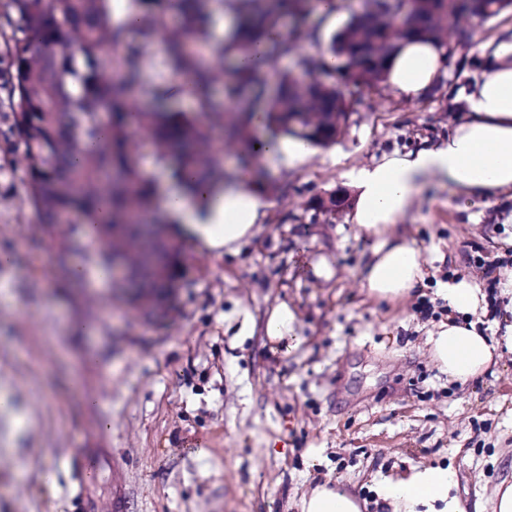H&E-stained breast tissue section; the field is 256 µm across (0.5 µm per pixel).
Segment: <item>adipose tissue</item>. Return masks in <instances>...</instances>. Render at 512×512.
Masks as SVG:
<instances>
[{
  "mask_svg": "<svg viewBox=\"0 0 512 512\" xmlns=\"http://www.w3.org/2000/svg\"><path fill=\"white\" fill-rule=\"evenodd\" d=\"M481 54L485 72L465 96L469 115L446 139L384 155L343 174L356 192L351 222L373 239L360 286L376 300L399 302L425 280L419 249L394 230L422 190L450 186L463 208L481 204L495 193L512 194V39L482 49ZM447 55L445 41L402 38L385 62V84L408 99L420 100L439 81ZM249 127L258 140L260 157L281 155L295 164L310 155L303 142L271 138L262 110L251 112ZM160 197L175 222V233L199 249L226 255L237 254L260 231L269 207L247 172L224 186L187 171L181 185L163 188ZM443 293L453 314L429 334V353L450 380L464 384L496 363L500 345L512 347V326L500 341L478 329L472 316L484 309L485 297L467 280L448 283ZM296 322L295 312L280 303L268 315L264 334L274 348L295 350L302 342ZM456 484L451 468L419 465L405 476L380 481L377 495L392 512H463L454 493ZM300 507L301 512H362L363 504L357 496L325 482L306 492Z\"/></svg>",
  "mask_w": 512,
  "mask_h": 512,
  "instance_id": "adipose-tissue-1",
  "label": "adipose tissue"
}]
</instances>
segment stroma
Returning a JSON list of instances; mask_svg holds the SVG:
<instances>
[{
  "instance_id": "stroma-1",
  "label": "stroma",
  "mask_w": 512,
  "mask_h": 512,
  "mask_svg": "<svg viewBox=\"0 0 512 512\" xmlns=\"http://www.w3.org/2000/svg\"><path fill=\"white\" fill-rule=\"evenodd\" d=\"M339 2L336 17L310 23L308 52L364 10V0ZM462 26L470 40L450 52L433 95L361 90L334 143L295 165L258 160L270 187L260 231L234 256L175 239L174 306L150 322L119 283L68 287L65 269L92 260L64 249L20 181L0 175V192L15 197L0 210V250L15 255L0 266V394L23 408L0 411V512H299L302 495L327 481L382 512L376 482L419 464L451 467L468 512H488L495 485L512 479V350L462 385L431 360L427 338L448 317L442 287L461 277L482 290L500 279L481 317L486 335L512 323V197L463 211L451 189H426L396 226L421 250L426 280L398 303L360 287L372 241L348 212L309 206L343 185L345 170L446 138L464 117L461 93L482 74L478 47L512 37V11ZM282 302L304 339L287 355L261 332ZM237 308L251 313L253 335L225 333ZM69 317L97 322L96 335H70ZM273 439L281 451L268 448Z\"/></svg>"
}]
</instances>
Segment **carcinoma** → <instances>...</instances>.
Instances as JSON below:
<instances>
[{"label": "carcinoma", "instance_id": "obj_1", "mask_svg": "<svg viewBox=\"0 0 512 512\" xmlns=\"http://www.w3.org/2000/svg\"><path fill=\"white\" fill-rule=\"evenodd\" d=\"M211 0H127L140 17V38L129 36L112 0H0V150L8 155L0 172L21 174L27 205L41 223L62 229L75 224L80 214L90 223L99 197L112 198L110 221L95 243L85 248L107 269L125 267L142 277L150 267L139 264L131 252L148 247V224H165L157 213L156 195L148 175L136 161L137 137L146 134L155 145L158 168L179 180L189 168L214 182L232 174L218 160L212 142L216 129L224 141L252 140L242 120L261 102L267 83L260 74L231 72L224 77L227 49L212 36L208 24ZM309 0H239L231 45L245 50L250 41L285 15L302 17ZM512 10V0H427L407 11L405 0H366L365 11L385 18L368 27L352 19L335 34L327 52L344 58L341 72L323 66L324 53L301 49L298 35L268 42L266 55L277 73V95L268 108L269 128L280 135L325 146L327 132L311 125V112H349V87L377 88L384 81L385 58L396 34L390 22L409 21L413 34L438 38L448 14L495 17ZM184 19L189 29L170 27L165 14ZM162 54L180 90L190 100L188 111L166 105L168 82L147 87L159 103L152 110H137L138 128L127 116L132 112L131 91L141 83L151 48ZM292 58L294 66L282 71L279 63ZM339 74L341 83H327L322 74ZM111 136L76 166L68 156L84 141L97 140L103 128Z\"/></svg>", "mask_w": 512, "mask_h": 512}]
</instances>
